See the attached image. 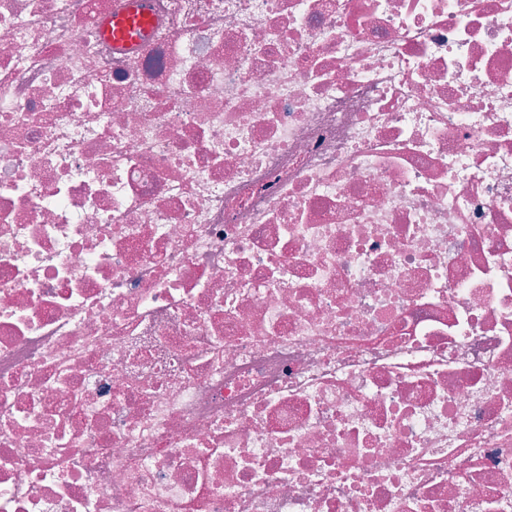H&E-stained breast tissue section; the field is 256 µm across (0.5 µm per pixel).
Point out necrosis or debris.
<instances>
[{
	"label": "necrosis or debris",
	"mask_w": 512,
	"mask_h": 512,
	"mask_svg": "<svg viewBox=\"0 0 512 512\" xmlns=\"http://www.w3.org/2000/svg\"><path fill=\"white\" fill-rule=\"evenodd\" d=\"M0 0V512H512V0ZM152 25L148 0H127L121 11L100 21L99 32L113 47L125 48L146 41Z\"/></svg>",
	"instance_id": "1"
}]
</instances>
